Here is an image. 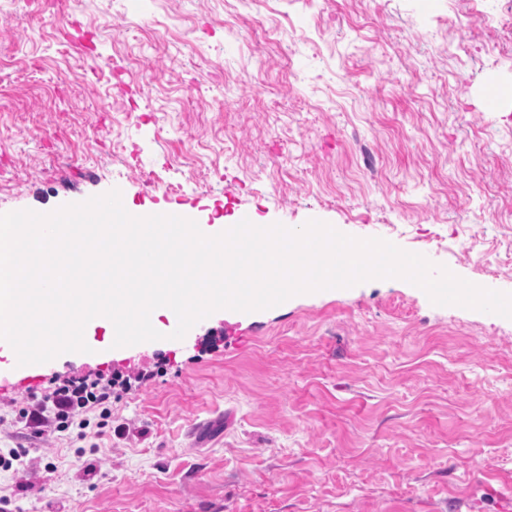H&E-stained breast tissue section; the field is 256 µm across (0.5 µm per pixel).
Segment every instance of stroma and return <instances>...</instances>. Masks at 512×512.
Returning a JSON list of instances; mask_svg holds the SVG:
<instances>
[{"mask_svg":"<svg viewBox=\"0 0 512 512\" xmlns=\"http://www.w3.org/2000/svg\"><path fill=\"white\" fill-rule=\"evenodd\" d=\"M0 61V213L315 219L512 293V0H0ZM153 326L0 354V448L54 468L18 512H512L511 319L392 278ZM107 367L153 377L85 436L14 424Z\"/></svg>","mask_w":512,"mask_h":512,"instance_id":"obj_1","label":"stroma"}]
</instances>
